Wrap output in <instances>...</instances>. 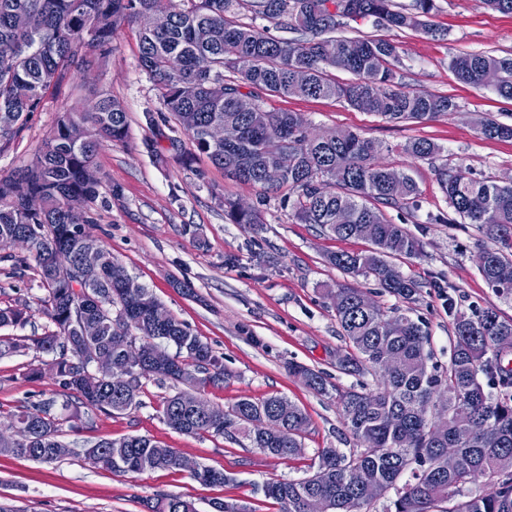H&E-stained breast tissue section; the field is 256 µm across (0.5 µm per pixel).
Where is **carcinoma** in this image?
<instances>
[{
	"instance_id": "cac0c4a2",
	"label": "carcinoma",
	"mask_w": 512,
	"mask_h": 512,
	"mask_svg": "<svg viewBox=\"0 0 512 512\" xmlns=\"http://www.w3.org/2000/svg\"><path fill=\"white\" fill-rule=\"evenodd\" d=\"M434 9L435 0H413L408 8L393 0H0V151L19 137L47 90L85 63L81 47L107 55L119 26L159 12L163 19L156 27L139 28V62L160 86L164 109L178 123L169 140L179 143L180 129L190 137L184 163L204 154L228 178L265 194H282L299 223L369 242L364 252H335L328 261L351 278L372 277L408 301L420 284L395 260L418 256L422 244L387 219L384 209L416 206L413 177L402 171L391 181L393 168L380 161L386 147L376 141L336 130L310 137L297 114L268 111L262 102L241 112L236 97L244 88L256 95L336 98L391 121L418 123L453 112L457 105L447 96L403 89L394 42L336 35L346 19L371 18L378 27L443 37L445 32L429 21ZM244 18L269 21L293 37L267 36ZM450 68L460 82L476 87L484 85L486 71L496 72L494 90L512 100V57L464 54L453 57ZM332 69L353 74L355 81L337 82ZM227 72L233 77L225 78ZM221 123L237 126L239 139L211 143L207 129ZM127 132L123 105L102 92L93 109L77 104L61 113L30 164L0 177V251L15 238L27 239L28 258L15 263L35 262L45 291L41 311L52 325L20 343L0 340V358L20 349L53 355L50 369L65 396L61 408L73 421L81 419L83 408L123 414L139 405L141 380H169L176 390L165 398L162 417L174 431L242 437L270 457L295 456L308 418L286 397L243 398L229 410L211 407L207 417L191 411L184 395L224 383L223 358L175 317L154 321L150 307L158 300L109 249L99 246L100 278L92 286L76 288L58 271L63 260L83 261L79 231L97 223L101 184L87 183L84 169L101 142L122 141ZM479 133L489 140L512 139V124L485 118ZM285 149L294 164L281 182L265 183V167ZM404 152L431 160L440 147L417 139ZM439 184L450 212L429 214L427 223L474 224L503 244L482 250L479 270L496 293L511 296L512 184L477 179L461 168L439 171ZM29 194L42 199V211L25 207L23 197ZM213 196L230 223H260L257 211L240 209L220 192ZM339 212L345 215L342 224L336 223ZM326 295L350 348L338 357L339 369L346 374L372 370L380 382L374 389L336 388L343 425L357 448L320 449L316 472L269 480L263 484L265 497L280 504V512H306L311 496L325 499L330 512H362L393 489L396 498L387 512H512V365L504 363L512 354V318L493 307L452 312L453 354L437 373L428 369L422 322L399 309L363 308L365 293L349 284L328 288ZM24 323L22 311L0 308V328ZM89 339L109 360L135 345L143 362L123 377L114 375L112 367L84 359ZM288 371L309 389L328 391L322 373L298 363L288 364ZM55 406L49 397L13 413L12 423L26 429L30 439L0 442V455L39 463L70 456L72 449L58 439ZM90 451L99 455L101 468L114 473L180 467L176 451L145 436L104 440ZM478 476L488 479V489L472 494L467 485ZM194 479L205 485L230 481L224 471L207 466ZM152 508L198 512L192 500L175 494L157 495Z\"/></svg>"
}]
</instances>
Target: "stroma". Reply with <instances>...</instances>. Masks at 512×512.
I'll list each match as a JSON object with an SVG mask.
<instances>
[{"instance_id": "35a3bbf8", "label": "stroma", "mask_w": 512, "mask_h": 512, "mask_svg": "<svg viewBox=\"0 0 512 512\" xmlns=\"http://www.w3.org/2000/svg\"><path fill=\"white\" fill-rule=\"evenodd\" d=\"M435 4L431 20L446 32L440 39L411 29H380L369 18L348 21L344 33L396 42L401 58L398 79L404 89L451 97L456 111L415 123L391 122L326 98L275 96L267 98L266 107L297 113L316 131H354L380 142L388 148L383 162L415 179L418 209H390L386 215L423 244L420 256L400 262L403 273L420 282V291L413 302L403 305L374 279L359 277L354 285L384 310L400 306L422 320L431 362L444 367L453 349L449 304L465 311L491 305L512 318V297L494 293L478 270L477 256L490 247V239L472 224L425 221L427 214L448 209L438 183L439 169L463 166L480 179L512 182V140H487L478 132L479 120L486 117L512 123V101L498 96L492 86L460 83L449 67L457 55H512V14L487 10L481 0ZM138 31L135 23L119 27L106 58L84 47L87 65L51 87L20 138L0 152V176L28 165L60 113L75 102L90 100L92 90H106L119 100L127 112L128 134L124 141L103 143L96 156L108 205L99 211L93 236L169 314L223 356L228 378L208 387L204 399L228 408L244 397H288L309 419L302 452L278 460L245 441L178 433L162 420L169 384L147 380L139 406L126 413L93 410L74 425L65 411H57L60 438L73 450L68 459L41 464L0 456V506L10 512H150L157 494L172 493L194 501L199 512H212V501L225 499L237 500L249 512H278V504L263 495L266 480L304 477L311 473L318 449L347 451L354 446L342 425L335 393L313 392L289 374L288 364L294 361L324 372L330 382L345 388L372 383L371 375L351 376L337 368L346 342L324 294L347 280L329 264L328 254L361 252L369 245L298 223L280 198L260 201V187L225 177L205 156H197L192 166L182 165L180 154L190 147L189 137H182L180 147L164 146L161 155L150 153L145 143L152 132L145 116L162 112L163 104L159 87L139 65ZM416 139L438 144L439 157L432 162L407 158L402 148ZM217 192L259 207L260 223H227L213 198ZM43 295L34 268L16 273L10 263L0 261V308L24 307L30 315L25 326L1 328L0 337L43 333L49 325L39 311ZM50 361L49 355L32 350L0 358V430L9 428L11 415L20 407L58 392ZM32 368L41 369V378L22 380V373ZM129 435L155 438L190 461L230 474L233 481L204 485L185 469L115 474L88 459L87 449L99 441Z\"/></svg>"}]
</instances>
